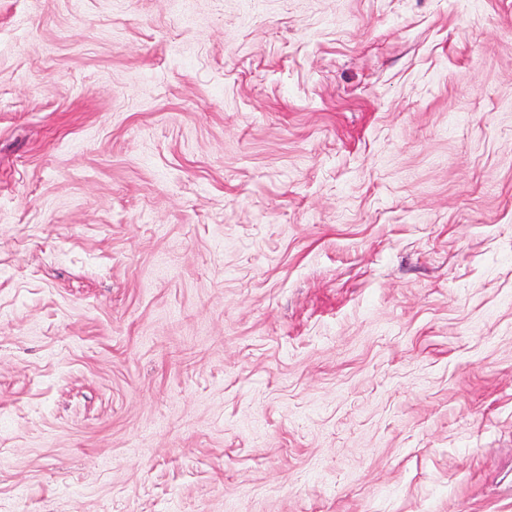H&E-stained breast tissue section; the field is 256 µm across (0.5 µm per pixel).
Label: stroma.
<instances>
[{
	"mask_svg": "<svg viewBox=\"0 0 512 512\" xmlns=\"http://www.w3.org/2000/svg\"><path fill=\"white\" fill-rule=\"evenodd\" d=\"M0 512H512V0H0Z\"/></svg>",
	"mask_w": 512,
	"mask_h": 512,
	"instance_id": "obj_1",
	"label": "stroma"
}]
</instances>
